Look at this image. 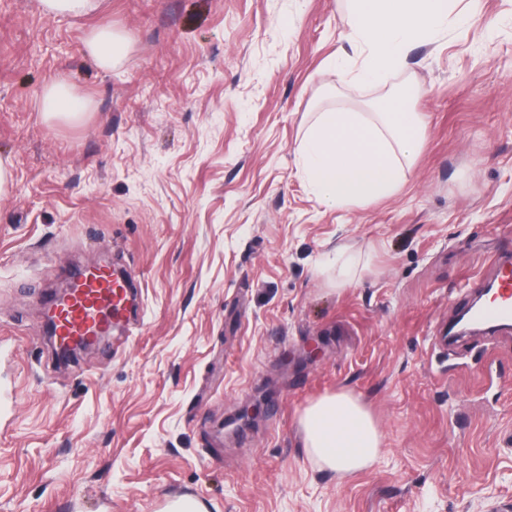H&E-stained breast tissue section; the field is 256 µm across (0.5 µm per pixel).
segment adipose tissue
Wrapping results in <instances>:
<instances>
[{
  "label": "adipose tissue",
  "mask_w": 512,
  "mask_h": 512,
  "mask_svg": "<svg viewBox=\"0 0 512 512\" xmlns=\"http://www.w3.org/2000/svg\"><path fill=\"white\" fill-rule=\"evenodd\" d=\"M348 38L357 57L337 66L347 87L374 85L401 69L410 46L432 38L449 21L468 22L455 0H347ZM85 49L100 68L112 69L128 51L125 35L109 27L90 30ZM85 104L66 83L49 85L46 120L76 119ZM424 144L418 113L392 101L385 112H348L329 107L315 113L299 146L302 173L313 194L333 208H347L394 195ZM299 427L310 458L349 476L370 468L382 452L383 434L354 394L322 395L301 412Z\"/></svg>",
  "instance_id": "adipose-tissue-1"
}]
</instances>
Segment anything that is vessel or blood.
<instances>
[{"mask_svg":"<svg viewBox=\"0 0 512 512\" xmlns=\"http://www.w3.org/2000/svg\"><path fill=\"white\" fill-rule=\"evenodd\" d=\"M70 289L50 295L44 306L53 322V337L59 346L93 348L126 321V291L122 280L106 266L79 268L69 275ZM480 290L489 297L475 312L476 319L493 326L512 325V253L495 259L490 278Z\"/></svg>","mask_w":512,"mask_h":512,"instance_id":"obj_1","label":"vessel or blood"}]
</instances>
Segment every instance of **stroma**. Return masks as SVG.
Segmentation results:
<instances>
[{"label":"stroma","instance_id":"obj_1","mask_svg":"<svg viewBox=\"0 0 512 512\" xmlns=\"http://www.w3.org/2000/svg\"><path fill=\"white\" fill-rule=\"evenodd\" d=\"M416 42L375 87L339 85L344 0H103L48 17L0 0V512H504L512 503V332L433 346L512 248V0ZM123 32L101 69L84 41ZM65 81L80 122H46ZM401 93L425 142L395 195L320 202L308 115ZM355 258L336 283L327 257ZM124 268L140 306L69 363L40 296L67 270ZM348 391L384 436L341 477L298 416ZM85 49L97 65L110 70L124 60L128 51L126 36L109 27L94 28L86 36Z\"/></svg>","mask_w":512,"mask_h":512}]
</instances>
